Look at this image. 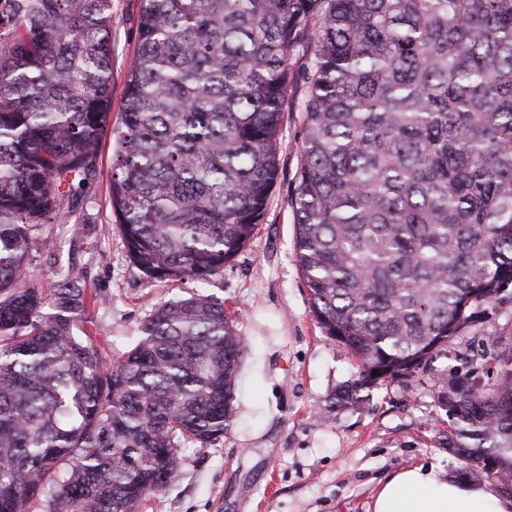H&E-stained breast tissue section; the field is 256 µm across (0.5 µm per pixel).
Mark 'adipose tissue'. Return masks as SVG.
Here are the masks:
<instances>
[{
  "label": "adipose tissue",
  "instance_id": "ef3b65f1",
  "mask_svg": "<svg viewBox=\"0 0 512 512\" xmlns=\"http://www.w3.org/2000/svg\"><path fill=\"white\" fill-rule=\"evenodd\" d=\"M373 512H512V496L493 483L453 480L443 470L419 465L380 486Z\"/></svg>",
  "mask_w": 512,
  "mask_h": 512
}]
</instances>
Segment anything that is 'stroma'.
Instances as JSON below:
<instances>
[{"instance_id":"obj_1","label":"stroma","mask_w":512,"mask_h":512,"mask_svg":"<svg viewBox=\"0 0 512 512\" xmlns=\"http://www.w3.org/2000/svg\"><path fill=\"white\" fill-rule=\"evenodd\" d=\"M140 0H112V111L120 113L128 64L137 51ZM308 59L288 58L287 109L279 136L277 183L266 216L246 247L200 284L147 281L128 257L112 212V136L104 134L97 172L81 204L39 228L55 248L34 246L32 283L44 292L61 275L95 295L87 314L113 355L129 350L143 320L163 303L200 294L223 304L248 349L236 377L233 417L223 438L183 444L176 480L140 512H372L393 473L435 466L456 477L461 460L438 442L445 415L434 383L512 348V300L482 324L449 340L446 352L411 385L372 389L361 409H330L329 398L355 371L347 349L319 328L294 248L290 196L303 139Z\"/></svg>"}]
</instances>
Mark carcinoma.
<instances>
[{
  "instance_id": "1",
  "label": "carcinoma",
  "mask_w": 512,
  "mask_h": 512,
  "mask_svg": "<svg viewBox=\"0 0 512 512\" xmlns=\"http://www.w3.org/2000/svg\"><path fill=\"white\" fill-rule=\"evenodd\" d=\"M111 23L112 0H0V512H140L182 442L230 426L247 342L224 305H160L114 358L73 333L85 289L64 277L49 302L27 276L108 130L131 262L205 282L263 223L305 49L294 247L357 362L340 408L409 381L512 288V0H140L115 125ZM489 375L435 386L440 443L460 476L512 488V353Z\"/></svg>"
}]
</instances>
